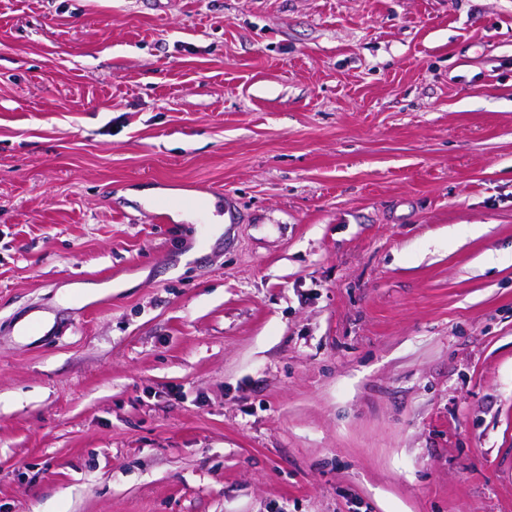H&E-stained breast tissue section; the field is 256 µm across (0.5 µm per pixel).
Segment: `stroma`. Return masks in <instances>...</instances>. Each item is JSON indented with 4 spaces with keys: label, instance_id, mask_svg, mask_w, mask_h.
I'll return each instance as SVG.
<instances>
[{
    "label": "stroma",
    "instance_id": "1",
    "mask_svg": "<svg viewBox=\"0 0 512 512\" xmlns=\"http://www.w3.org/2000/svg\"><path fill=\"white\" fill-rule=\"evenodd\" d=\"M0 512H512V0H0Z\"/></svg>",
    "mask_w": 512,
    "mask_h": 512
}]
</instances>
